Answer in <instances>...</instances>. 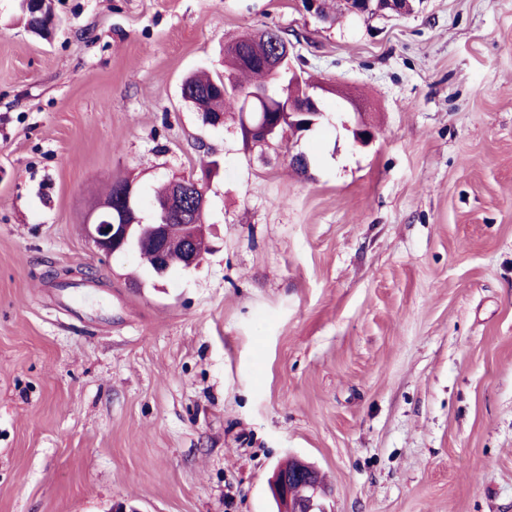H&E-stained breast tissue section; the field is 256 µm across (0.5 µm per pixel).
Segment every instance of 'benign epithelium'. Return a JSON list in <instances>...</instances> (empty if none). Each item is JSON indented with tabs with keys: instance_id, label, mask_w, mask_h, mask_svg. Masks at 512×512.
Wrapping results in <instances>:
<instances>
[{
	"instance_id": "7a95c632",
	"label": "benign epithelium",
	"mask_w": 512,
	"mask_h": 512,
	"mask_svg": "<svg viewBox=\"0 0 512 512\" xmlns=\"http://www.w3.org/2000/svg\"><path fill=\"white\" fill-rule=\"evenodd\" d=\"M350 8L357 12H373L375 14L389 11L403 13L402 0H349ZM268 66L276 76L288 73L290 78H298L300 74L295 71L290 62V55L282 54L281 43L274 45L267 58ZM309 109H295L293 116L297 123L305 127L314 126L317 118L324 115L320 108L322 95L318 89L308 90ZM254 141L258 143L269 142L275 131L273 124L263 119L254 125H247ZM207 207L206 192L199 187L197 181L192 178H182L172 182L169 198L162 202L152 203V214L159 218V222L150 225L149 239L152 247L163 251L167 246L169 225L166 220L176 215L186 221L184 229L183 263L185 269L199 264L203 254L197 248V241L206 237L207 225L191 224L189 220L198 213L205 211ZM138 192L133 185L119 184L116 186L114 203L108 206L94 205L89 208L84 218L85 236L96 251L104 256H112L116 253L128 251L127 242L129 235L135 228V222L139 221ZM314 469L308 463L298 460L292 471H275L271 486L275 497L285 502L290 501L289 485L295 480L312 482Z\"/></svg>"
}]
</instances>
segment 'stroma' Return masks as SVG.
I'll use <instances>...</instances> for the list:
<instances>
[{
	"instance_id": "stroma-1",
	"label": "stroma",
	"mask_w": 512,
	"mask_h": 512,
	"mask_svg": "<svg viewBox=\"0 0 512 512\" xmlns=\"http://www.w3.org/2000/svg\"><path fill=\"white\" fill-rule=\"evenodd\" d=\"M324 2L0 0V512H276L291 457L327 512H512V0ZM265 29L358 109L205 123L183 78ZM214 159L198 266L95 252L113 178ZM350 8L357 12L383 13L389 11L393 13H403V2L401 0H350ZM373 13H364L363 15L373 16Z\"/></svg>"
}]
</instances>
